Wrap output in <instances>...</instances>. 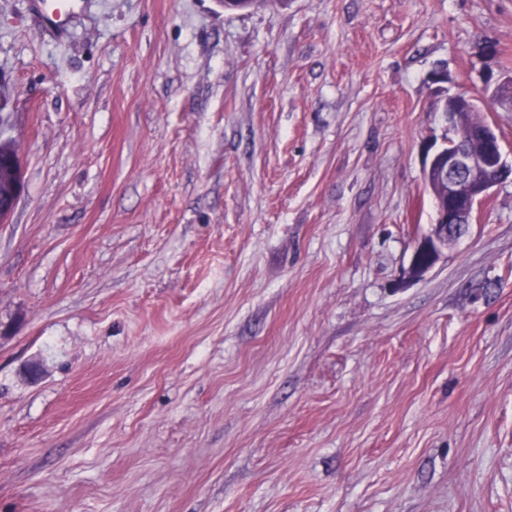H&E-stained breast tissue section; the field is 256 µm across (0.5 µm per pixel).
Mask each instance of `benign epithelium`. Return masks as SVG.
I'll return each mask as SVG.
<instances>
[{
  "mask_svg": "<svg viewBox=\"0 0 512 512\" xmlns=\"http://www.w3.org/2000/svg\"><path fill=\"white\" fill-rule=\"evenodd\" d=\"M489 101L494 108L512 111V76L497 83ZM473 105L466 94L448 98L444 114L451 135L426 147L423 180L436 218L412 255L409 270L416 276L432 269L448 244L468 233L478 205L495 185L512 177V163L504 159L495 130L486 123L471 124Z\"/></svg>",
  "mask_w": 512,
  "mask_h": 512,
  "instance_id": "7a95c632",
  "label": "benign epithelium"
}]
</instances>
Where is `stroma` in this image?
Wrapping results in <instances>:
<instances>
[{"label":"stroma","instance_id":"obj_1","mask_svg":"<svg viewBox=\"0 0 512 512\" xmlns=\"http://www.w3.org/2000/svg\"><path fill=\"white\" fill-rule=\"evenodd\" d=\"M510 75L512 0H0V512H512V181L409 273ZM73 2L69 1L58 5H51L47 1L42 0L41 22L44 29L49 31L60 29L74 9ZM473 105L466 94L448 98L443 112L452 135L446 133L439 146L432 142L426 147L423 180L435 202L436 218L412 255L413 275L432 269L448 244L468 233L475 209L491 189L512 177V163L504 159L495 130L486 123L471 124V112L473 123H482L474 117ZM420 253L427 255L425 261L418 260Z\"/></svg>","mask_w":512,"mask_h":512}]
</instances>
